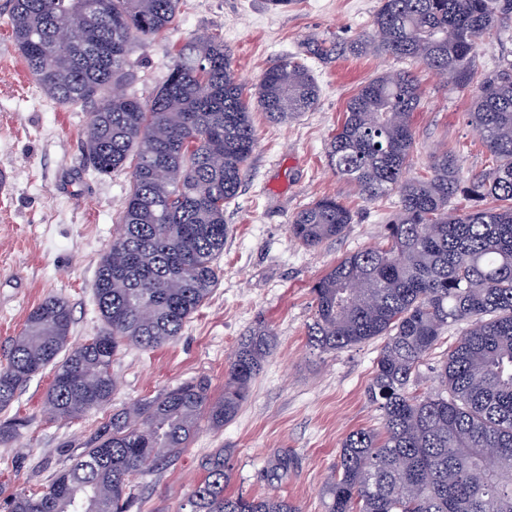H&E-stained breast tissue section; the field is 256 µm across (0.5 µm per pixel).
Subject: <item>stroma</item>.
Masks as SVG:
<instances>
[{"label": "stroma", "mask_w": 512, "mask_h": 512, "mask_svg": "<svg viewBox=\"0 0 512 512\" xmlns=\"http://www.w3.org/2000/svg\"><path fill=\"white\" fill-rule=\"evenodd\" d=\"M376 5L292 0L273 10L267 0H186L170 31L132 50L126 90L144 101L166 80L179 46L208 33L223 39L245 99H252L267 69L292 57L310 68L320 97L313 110L283 125L253 112L257 146L224 211L228 233L212 295L174 341L150 351L124 348L112 364L114 409L201 378L217 397L224 392L225 364L258 320L270 323L278 340L237 415L221 430L201 427L177 460L139 478L130 488L129 512H181L218 448L228 467L226 494L261 497L275 490L301 512H325L323 488L343 439L380 424L366 390L382 339L322 355L307 345L312 285L345 255L377 242L393 208L390 197L363 200L354 184L333 174L326 156L358 86L401 67L390 57L356 58L346 50L368 31ZM317 43L327 55L313 54ZM504 57L512 59V26L481 47L469 85L419 70L422 99L413 117L408 176L426 175L431 155L446 149L456 151L464 176L488 169L489 154L468 112L480 78ZM88 120V110L40 93L14 44L8 4L0 0V360L29 312L51 296L71 307V343H84L103 328L92 284L118 233L131 175H101L85 161ZM323 196L350 205L354 222L342 238L308 248L288 226L298 210ZM51 380V370L36 375L5 413L20 426L14 442L0 445V489L48 485L107 416L102 410L71 422L48 419L42 402ZM283 453L291 465L270 484L267 471Z\"/></svg>", "instance_id": "stroma-1"}]
</instances>
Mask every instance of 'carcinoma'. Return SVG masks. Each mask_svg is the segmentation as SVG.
Returning <instances> with one entry per match:
<instances>
[{"mask_svg": "<svg viewBox=\"0 0 512 512\" xmlns=\"http://www.w3.org/2000/svg\"><path fill=\"white\" fill-rule=\"evenodd\" d=\"M181 3L9 0L15 45L42 93L91 108L85 160L101 175L132 172L122 233L93 283L105 329L73 347L68 302L53 296L35 307L0 362L1 412L50 365L48 417L77 420L105 407L121 348L175 340L217 285L224 207L257 144L229 50L217 36L192 37L151 100L113 94L130 79L131 44L171 29ZM510 18L512 0H379L371 30L348 50L445 72L460 85L480 45ZM318 100L314 76L296 59L269 68L255 93L277 124ZM420 100L414 71L377 75L348 100L327 147L334 174L365 199L395 193L399 201L381 241L343 257L311 289L312 349L386 337L367 387L381 430L342 441L325 512H512V61L484 78L468 112L491 158L481 175L463 179L445 150L431 156L427 175L406 176ZM459 196L471 206H452ZM488 199L494 206H482ZM352 222L341 199L323 196L295 214L289 232L316 247ZM459 322L467 328L448 346L444 391H410L419 364ZM275 347L273 329L258 321L240 338L219 398L200 379L113 411L46 487L12 492L0 512H126L134 478L180 455L202 422L220 429L237 415ZM206 469L186 512H300L281 496L224 494L222 448Z\"/></svg>", "mask_w": 512, "mask_h": 512, "instance_id": "obj_1", "label": "carcinoma"}]
</instances>
